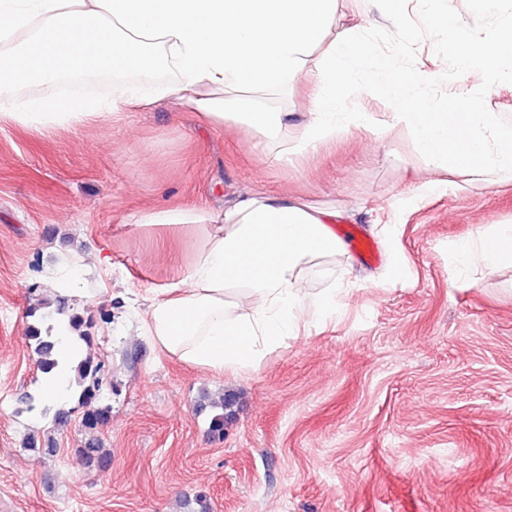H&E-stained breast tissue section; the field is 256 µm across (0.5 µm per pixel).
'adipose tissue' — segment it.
Segmentation results:
<instances>
[{
	"label": "adipose tissue",
	"instance_id": "adipose-tissue-1",
	"mask_svg": "<svg viewBox=\"0 0 512 512\" xmlns=\"http://www.w3.org/2000/svg\"><path fill=\"white\" fill-rule=\"evenodd\" d=\"M496 21L474 31L441 0H417L448 46L449 77H480L469 97L435 99L436 77L400 63L368 38L337 30L338 0H0V121L28 128L73 126L153 103L161 87L124 82L110 99L79 103L34 96L16 102L5 86L47 85L78 67L116 74L168 70L172 93L215 127L246 125L275 164L287 165L344 130L401 127L437 167H467L482 182L512 181V130L483 111L480 97L512 83V0H474ZM313 84L307 111L282 106L302 77ZM374 85L390 103L388 121L351 109L354 92ZM335 211L263 191L228 209L186 207L144 213L141 226L200 238L193 258L165 287L146 289L141 328L168 355L197 369L237 374L298 336L307 317L335 315L345 287L307 296L306 265L335 255ZM464 269L512 265V225L459 244Z\"/></svg>",
	"mask_w": 512,
	"mask_h": 512
}]
</instances>
